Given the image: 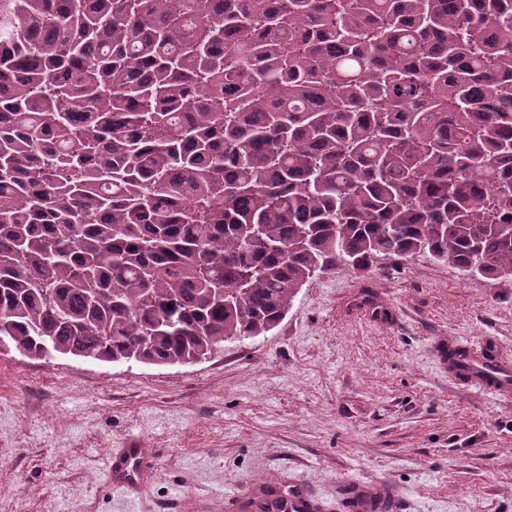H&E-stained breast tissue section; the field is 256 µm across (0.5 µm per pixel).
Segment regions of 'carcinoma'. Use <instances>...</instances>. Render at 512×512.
<instances>
[{
	"instance_id": "cac0c4a2",
	"label": "carcinoma",
	"mask_w": 512,
	"mask_h": 512,
	"mask_svg": "<svg viewBox=\"0 0 512 512\" xmlns=\"http://www.w3.org/2000/svg\"><path fill=\"white\" fill-rule=\"evenodd\" d=\"M425 252L512 282V0H0V339L263 336Z\"/></svg>"
}]
</instances>
